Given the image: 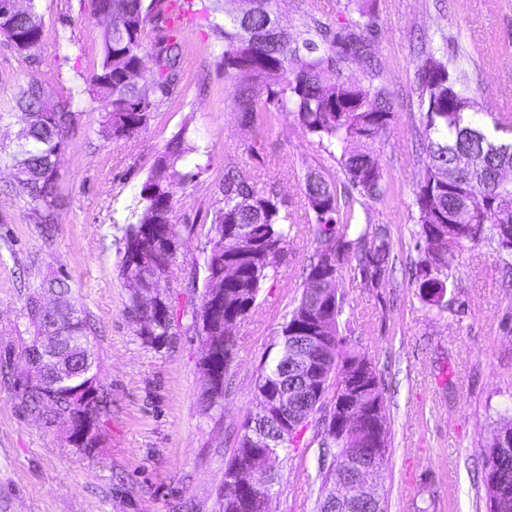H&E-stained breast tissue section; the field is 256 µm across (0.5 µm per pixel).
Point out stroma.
Segmentation results:
<instances>
[{
  "label": "stroma",
  "instance_id": "1",
  "mask_svg": "<svg viewBox=\"0 0 512 512\" xmlns=\"http://www.w3.org/2000/svg\"><path fill=\"white\" fill-rule=\"evenodd\" d=\"M43 21L41 66L33 67L0 37V102L18 84H82L101 52L105 21L90 0H35ZM376 80L391 93L395 116L375 150L387 193L358 209V222L390 228L393 265L376 288L354 263L338 271L336 288L349 338L375 365L390 427V456L378 490L387 512H486L482 447L504 408L512 406V283L480 245L457 256L458 279L448 305L425 306L409 280L418 258L410 241L411 203L419 180L421 108L415 83L422 46L458 40L471 95L483 113L512 99V0H373ZM223 0H193L182 28V87L151 114L144 129L115 141L100 134L89 97L75 103L76 121L58 167L65 204L51 237L30 217L22 197L0 194V512H220L224 461L232 436L256 405L254 381L271 360L281 316L301 293L313 251L304 176L343 182L336 160L293 117L273 127L241 124L234 80L219 64L212 23ZM184 133L208 147L212 160L173 199L176 223H209L219 207L226 158L258 187L276 185L288 204L292 233L277 269L250 313L238 323L237 358L220 411L204 412L200 349L189 319L159 349L143 344L124 308L129 289L116 268L120 229L133 220L141 186L167 141ZM65 274L96 332L99 379L112 396L99 445L86 452L66 424L45 427L15 397L27 364L19 335L29 328L26 295L43 277ZM319 449H289L271 488L274 512H313L322 484Z\"/></svg>",
  "mask_w": 512,
  "mask_h": 512
}]
</instances>
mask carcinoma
<instances>
[{
  "mask_svg": "<svg viewBox=\"0 0 512 512\" xmlns=\"http://www.w3.org/2000/svg\"><path fill=\"white\" fill-rule=\"evenodd\" d=\"M166 0H105L110 20L102 32V53L97 71L84 85L47 89L39 84L19 87L11 101L0 104V123L16 110L29 120L13 144L0 143V164L13 170L11 190L22 196L36 223L51 229L64 199L58 192L57 160L75 123L74 100L88 94L100 104L101 133L111 139L129 138L147 125L151 112L181 82L183 45L178 7L164 11ZM265 8L224 12V25L212 23L222 40L220 58L224 77L243 79L235 87L233 102L241 120L267 125L286 112L329 156L338 158L345 176L344 191L323 176L308 172L304 196L314 223V243L306 267L301 295L284 317L278 351L269 365L259 368L257 398L276 393L288 413L289 429L266 412L263 402L249 411L237 428L224 479L248 466L258 454L269 457V471L255 478V490L223 505V512H274L271 487L289 448L298 447L309 420H317L321 458L331 465L320 468L322 487L336 483L351 466V448L367 447L369 428L326 421L327 407L345 395L353 372L368 373L375 387L358 396L360 409L378 419L383 447H389L387 419L379 376L372 363L348 345L349 323L342 322L343 300L337 295L336 277L349 260L356 261L365 284H379L392 265V246L383 224H356L354 206L363 199L387 193L384 171L373 146L393 120V102L384 88L368 82L355 84L344 77L343 67L362 64L377 75L380 63L372 55V10L359 6L352 27L333 30L310 16L295 0H268ZM301 13L302 29L290 31L280 23L281 5ZM154 37L146 40V28ZM42 17L35 0L12 13L0 0V35L33 66L43 63ZM153 62L151 76L139 83L143 58ZM448 53L431 49L418 56L417 81L422 109V167L412 207L411 230L418 247L412 284L419 298L432 307L445 306L448 286L459 250L465 244H484L495 252L503 274L512 276V113H490V122L478 119L477 101L468 94L464 71L449 68ZM335 79L330 81L327 75ZM54 104L53 112L43 109ZM208 150L187 143L185 132L175 134L155 162L139 192L135 221L121 228L118 249L119 277L130 288L124 310L134 332L156 349L172 336L179 316L188 315L201 346L212 350L210 370L217 375V392L224 395L234 361L235 337L223 323L243 320L253 309L291 229L285 201L273 186L260 188L250 173L229 161L221 187L223 206L212 213L205 251L210 271L202 284L191 285L198 297L179 306L168 288L182 234L172 214V200L188 181L210 166ZM186 168L182 173L178 168ZM234 274L220 281L224 290V321L208 316L212 285L207 277L226 267ZM160 292L167 302L162 316L145 308L141 297ZM24 310L30 341L23 356L41 336H55L58 349L69 359L70 377L50 381L29 376L17 394L24 410L47 426L75 418L99 430L111 412L112 400L100 384L96 358L86 361L83 347L91 343L94 328L74 297L67 278L54 275L25 298ZM315 361L320 377L318 395L302 399L293 390L300 384L301 364ZM512 416L500 415V425L483 452L488 472L484 487L487 512H512Z\"/></svg>",
  "mask_w": 512,
  "mask_h": 512,
  "instance_id": "1",
  "label": "carcinoma"
}]
</instances>
